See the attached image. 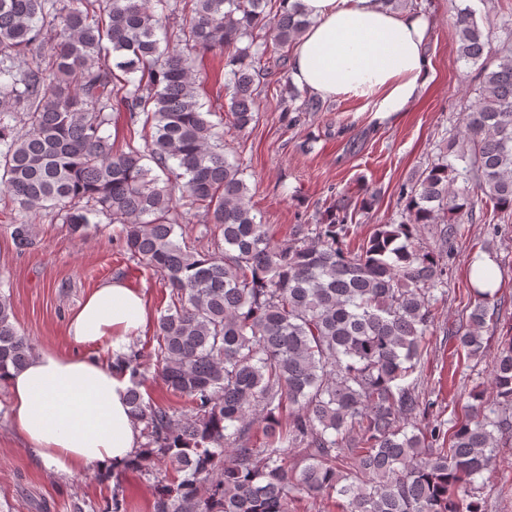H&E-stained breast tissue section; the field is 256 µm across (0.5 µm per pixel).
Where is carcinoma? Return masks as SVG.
<instances>
[{
    "label": "carcinoma",
    "instance_id": "cac0c4a2",
    "mask_svg": "<svg viewBox=\"0 0 512 512\" xmlns=\"http://www.w3.org/2000/svg\"><path fill=\"white\" fill-rule=\"evenodd\" d=\"M308 24L298 5L272 0H0V196L56 213L79 236L93 216L122 225L129 258L169 290L154 357L185 409L144 400L140 351L113 355L147 438L132 465L148 471L160 456L173 472L154 512H294L304 493L336 496L342 512H481L461 492L512 441V336L494 357L496 401L475 392L470 416L420 427L429 402L417 372L453 253L417 238L447 214L443 241L463 235L472 188L494 212L512 210V27L493 49L475 10L456 7L474 101L448 152L400 187L401 221L352 250L341 202L325 222L272 240L198 94L191 53L226 55L228 124L245 129L269 91L261 60L285 69L282 50ZM278 107L319 103L288 83ZM114 112L143 120V146L113 149ZM200 214L211 251L177 238L179 221ZM6 229L22 250L35 243L34 224ZM477 295L451 333L470 358L486 352L490 292ZM35 355L0 294V370Z\"/></svg>",
    "mask_w": 512,
    "mask_h": 512
}]
</instances>
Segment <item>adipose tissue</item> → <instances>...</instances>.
I'll return each mask as SVG.
<instances>
[{
	"instance_id": "adipose-tissue-1",
	"label": "adipose tissue",
	"mask_w": 512,
	"mask_h": 512,
	"mask_svg": "<svg viewBox=\"0 0 512 512\" xmlns=\"http://www.w3.org/2000/svg\"><path fill=\"white\" fill-rule=\"evenodd\" d=\"M310 24L291 46V80L308 94L350 95L388 117L411 108L429 81L430 22L382 0H300ZM142 292L114 279L90 293L68 320L72 350H46L0 383L11 399V428L60 474L121 467L138 450L127 375L95 349L120 348L152 321Z\"/></svg>"
}]
</instances>
